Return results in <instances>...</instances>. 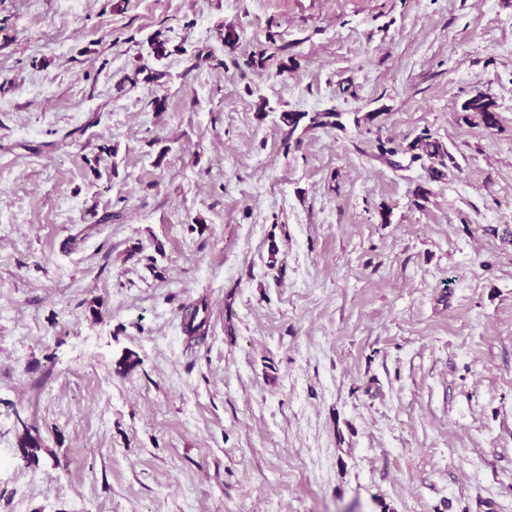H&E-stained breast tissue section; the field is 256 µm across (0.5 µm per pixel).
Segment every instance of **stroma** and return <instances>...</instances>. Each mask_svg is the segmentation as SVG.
Here are the masks:
<instances>
[{
  "label": "stroma",
  "instance_id": "obj_1",
  "mask_svg": "<svg viewBox=\"0 0 512 512\" xmlns=\"http://www.w3.org/2000/svg\"><path fill=\"white\" fill-rule=\"evenodd\" d=\"M0 512H512V0H0ZM464 110L479 114L487 127H493L497 123L495 102L489 96L477 95L471 98L465 103ZM25 428V432L18 440L19 451L27 462H38V454L37 452L43 448V442L39 435L38 430L34 427H28L26 424H23ZM34 432V435L32 434Z\"/></svg>",
  "mask_w": 512,
  "mask_h": 512
}]
</instances>
